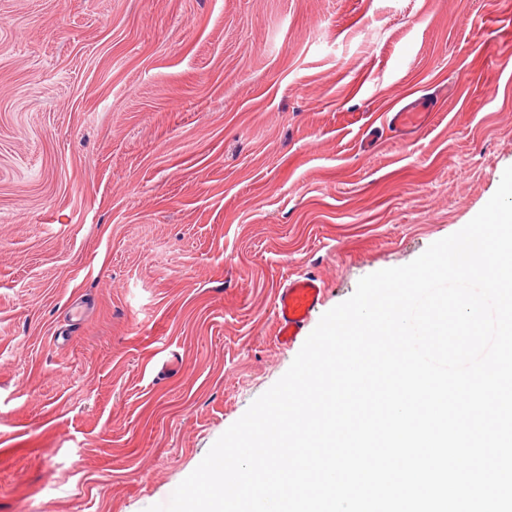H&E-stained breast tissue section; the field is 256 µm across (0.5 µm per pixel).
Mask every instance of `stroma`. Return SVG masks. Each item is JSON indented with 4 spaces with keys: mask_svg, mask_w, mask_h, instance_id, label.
I'll return each mask as SVG.
<instances>
[{
    "mask_svg": "<svg viewBox=\"0 0 512 512\" xmlns=\"http://www.w3.org/2000/svg\"><path fill=\"white\" fill-rule=\"evenodd\" d=\"M509 166L512 0H0V512L166 502L297 355L286 277L331 309ZM432 117L431 105L424 99L392 109L386 114L387 127L395 133L417 132L428 125ZM326 288L315 275L289 277L278 288L275 300L276 341L293 347L302 338L313 314L324 303Z\"/></svg>",
    "mask_w": 512,
    "mask_h": 512,
    "instance_id": "1",
    "label": "stroma"
}]
</instances>
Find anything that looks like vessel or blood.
Masks as SVG:
<instances>
[{"label": "vessel or blood", "mask_w": 512, "mask_h": 512, "mask_svg": "<svg viewBox=\"0 0 512 512\" xmlns=\"http://www.w3.org/2000/svg\"><path fill=\"white\" fill-rule=\"evenodd\" d=\"M432 117L430 105L417 99L386 115L389 129L397 133L416 132L426 127ZM323 280L314 275L288 278L278 288L275 300L276 341L284 348L293 347L302 338L313 314L325 300Z\"/></svg>", "instance_id": "vessel-or-blood-1"}]
</instances>
